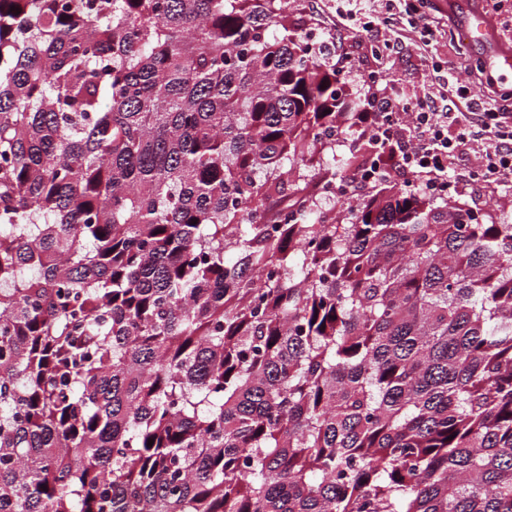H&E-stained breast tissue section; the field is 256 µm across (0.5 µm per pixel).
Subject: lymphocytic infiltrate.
Segmentation results:
<instances>
[{
    "instance_id": "1",
    "label": "lymphocytic infiltrate",
    "mask_w": 512,
    "mask_h": 512,
    "mask_svg": "<svg viewBox=\"0 0 512 512\" xmlns=\"http://www.w3.org/2000/svg\"><path fill=\"white\" fill-rule=\"evenodd\" d=\"M360 113L362 128L399 150V166L426 188L445 192L459 177L512 187V108L495 112L476 102L469 87L447 85L439 97L408 98L382 77ZM475 158L477 167L461 174L459 163Z\"/></svg>"
}]
</instances>
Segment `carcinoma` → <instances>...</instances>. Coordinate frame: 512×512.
<instances>
[{
    "instance_id": "obj_1",
    "label": "carcinoma",
    "mask_w": 512,
    "mask_h": 512,
    "mask_svg": "<svg viewBox=\"0 0 512 512\" xmlns=\"http://www.w3.org/2000/svg\"><path fill=\"white\" fill-rule=\"evenodd\" d=\"M286 8L0 0V512H512V222L326 216Z\"/></svg>"
}]
</instances>
